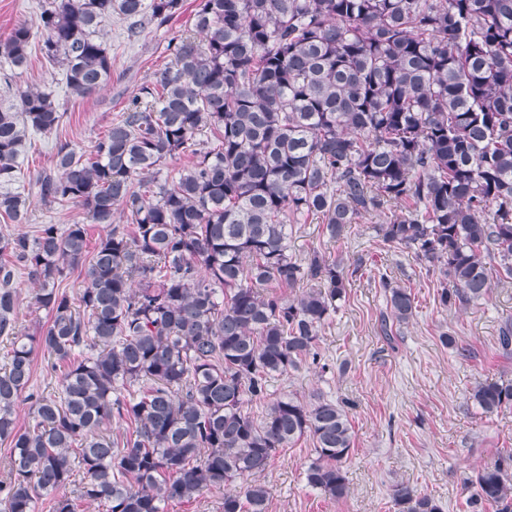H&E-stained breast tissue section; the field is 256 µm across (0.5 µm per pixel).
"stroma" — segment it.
Here are the masks:
<instances>
[{"mask_svg": "<svg viewBox=\"0 0 512 512\" xmlns=\"http://www.w3.org/2000/svg\"><path fill=\"white\" fill-rule=\"evenodd\" d=\"M193 5L185 0L182 13L167 27L146 28L133 43L126 39L123 21L106 20L112 79L87 100H71L61 70L37 53L27 73L8 84L0 80V97L5 99L16 86L51 87L64 112L57 131L35 138L24 163L26 178L52 167L61 143L79 153L92 151L113 117L166 61V44L189 26ZM76 222L88 224L90 235L98 236L99 226L89 224L81 207L49 208L37 202L28 224L0 220V236ZM380 222L377 216L363 218L333 242L314 219L293 229L295 257L315 249L331 253L352 277L345 300L320 334L322 349L336 363L334 374L304 369L273 377L270 389L304 399L321 391L348 403L356 442L348 461L350 492L338 502L305 483L304 470L314 455L310 440L279 451L263 477L270 489L268 512H397L390 490L398 482L434 495L444 512H467L466 481L498 451L512 448V407L488 416L468 399L475 382L512 383V355L497 349L501 324L512 320V279L493 281L488 296L468 306L441 309L435 276L426 275L413 255L383 248L375 231ZM360 259L383 266L395 284L416 296L413 319L393 328L391 335L380 330L382 288L354 271ZM445 333L454 337V345L442 344Z\"/></svg>", "mask_w": 512, "mask_h": 512, "instance_id": "obj_1", "label": "stroma"}]
</instances>
